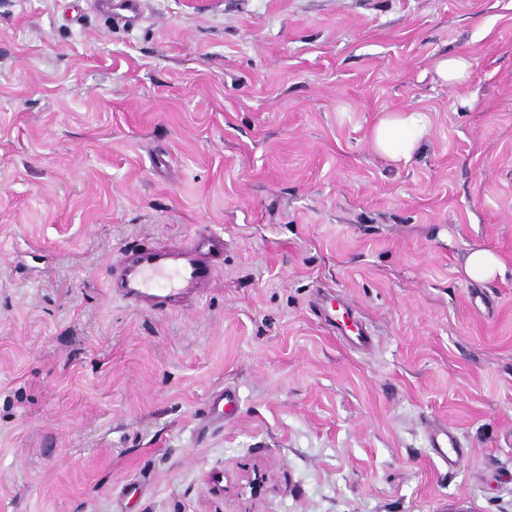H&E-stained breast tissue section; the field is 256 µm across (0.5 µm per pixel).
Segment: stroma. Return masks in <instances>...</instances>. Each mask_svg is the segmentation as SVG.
<instances>
[{
  "mask_svg": "<svg viewBox=\"0 0 512 512\" xmlns=\"http://www.w3.org/2000/svg\"><path fill=\"white\" fill-rule=\"evenodd\" d=\"M404 107L396 166L369 129ZM208 226L192 306L113 292L123 246ZM0 512H512V0H0ZM99 6L107 12H112L128 26L136 24L142 13L141 0H100ZM473 67V59L465 53H459L437 59L434 72L440 83L462 88L468 85ZM430 126V115L422 109L383 111L371 124L370 140L381 157L405 165L418 155ZM504 264L499 256L487 248L471 250L467 255L463 271L473 281L490 282L504 273ZM324 321L330 326L337 329L341 336L353 341L358 348H367L372 345V335L362 323L358 325L355 321L348 324L344 319V314L341 316L336 315V310L333 313L324 316ZM238 405L239 399L236 392L225 388L213 395L209 413L215 420H224L236 413ZM426 445L430 453L448 470L453 469L463 448L456 431L447 424L434 425L428 428Z\"/></svg>",
  "mask_w": 512,
  "mask_h": 512,
  "instance_id": "stroma-1",
  "label": "stroma"
}]
</instances>
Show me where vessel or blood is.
I'll use <instances>...</instances> for the list:
<instances>
[{
    "label": "vessel or blood",
    "mask_w": 512,
    "mask_h": 512,
    "mask_svg": "<svg viewBox=\"0 0 512 512\" xmlns=\"http://www.w3.org/2000/svg\"><path fill=\"white\" fill-rule=\"evenodd\" d=\"M102 9L127 25L136 24L142 13L141 0H99ZM223 231L203 229L187 241L156 246L144 243L120 252L119 268L112 286L130 304L144 311H178L203 297L212 287L218 262L224 255ZM326 322L357 347L372 345V335L365 325L347 323L344 317L329 314ZM239 399L232 389L212 397L210 415L221 420L236 413ZM426 445L446 468H454L463 452L456 431L448 425L428 428Z\"/></svg>",
    "instance_id": "b4317fda"
}]
</instances>
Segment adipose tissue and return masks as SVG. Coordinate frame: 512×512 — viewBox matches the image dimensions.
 Segmentation results:
<instances>
[{
    "instance_id": "1",
    "label": "adipose tissue",
    "mask_w": 512,
    "mask_h": 512,
    "mask_svg": "<svg viewBox=\"0 0 512 512\" xmlns=\"http://www.w3.org/2000/svg\"><path fill=\"white\" fill-rule=\"evenodd\" d=\"M430 126L429 113L418 108L383 111L371 124L370 140L381 157L404 165L418 155Z\"/></svg>"
}]
</instances>
